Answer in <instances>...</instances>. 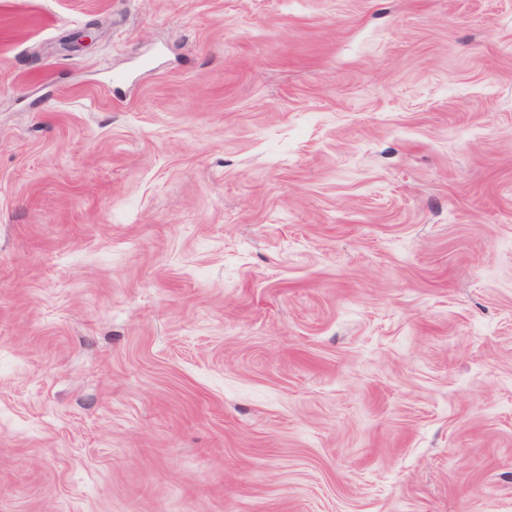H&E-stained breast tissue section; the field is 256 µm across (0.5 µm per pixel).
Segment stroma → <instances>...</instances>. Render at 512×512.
<instances>
[{"mask_svg":"<svg viewBox=\"0 0 512 512\" xmlns=\"http://www.w3.org/2000/svg\"><path fill=\"white\" fill-rule=\"evenodd\" d=\"M0 512H512V0H0Z\"/></svg>","mask_w":512,"mask_h":512,"instance_id":"1","label":"stroma"}]
</instances>
